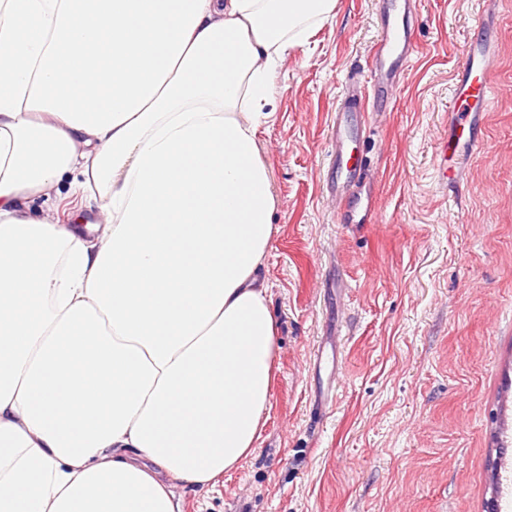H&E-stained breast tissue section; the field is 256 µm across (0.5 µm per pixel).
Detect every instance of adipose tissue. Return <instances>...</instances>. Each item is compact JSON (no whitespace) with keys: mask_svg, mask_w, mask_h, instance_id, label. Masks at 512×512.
I'll list each match as a JSON object with an SVG mask.
<instances>
[{"mask_svg":"<svg viewBox=\"0 0 512 512\" xmlns=\"http://www.w3.org/2000/svg\"><path fill=\"white\" fill-rule=\"evenodd\" d=\"M337 0H0V512H181L254 452L274 78ZM98 223L33 213L61 180Z\"/></svg>","mask_w":512,"mask_h":512,"instance_id":"1","label":"adipose tissue"}]
</instances>
